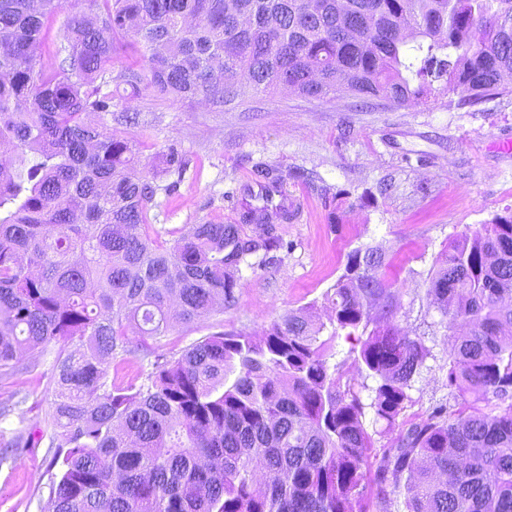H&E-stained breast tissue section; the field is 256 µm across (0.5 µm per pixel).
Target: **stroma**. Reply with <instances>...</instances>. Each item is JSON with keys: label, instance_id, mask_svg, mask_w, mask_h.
<instances>
[{"label": "stroma", "instance_id": "stroma-1", "mask_svg": "<svg viewBox=\"0 0 512 512\" xmlns=\"http://www.w3.org/2000/svg\"><path fill=\"white\" fill-rule=\"evenodd\" d=\"M339 92L312 100L287 90L243 88L230 104L199 99L128 97L117 89L104 125L136 141L138 170L163 186L151 210L161 239L171 240L205 221L237 223V199L263 162L286 174L285 189L299 212L281 231L288 243L273 263L242 267L235 306L149 340L148 352L118 370L119 382L141 384L155 361L178 357L215 332L261 334L279 315L311 307L329 323L325 299L343 274L348 254L382 246L399 290V328L420 337L432 355L416 377L411 401L394 426L370 406L377 385L359 370L345 336L332 361L354 378L366 408L363 425L375 448L391 445L400 430L447 401L449 332L426 297L437 256L466 228L512 208V95L460 108L447 99L395 108L374 100L365 110ZM137 116L123 121V113ZM176 149L183 174L163 173L162 158ZM53 386L46 366L0 383V406L14 393L28 397L29 423H43ZM53 451L40 444L0 461V512H44L54 471Z\"/></svg>", "mask_w": 512, "mask_h": 512}]
</instances>
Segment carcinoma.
Here are the masks:
<instances>
[{
    "label": "carcinoma",
    "mask_w": 512,
    "mask_h": 512,
    "mask_svg": "<svg viewBox=\"0 0 512 512\" xmlns=\"http://www.w3.org/2000/svg\"><path fill=\"white\" fill-rule=\"evenodd\" d=\"M67 46L36 55L64 0H0V379L49 347L44 427L7 448L55 449L48 512H512V209L448 244L429 305L461 327L448 348L454 404L377 450L332 341L359 345L371 407L395 424L431 350L394 323L401 307L379 246L347 257L326 294L333 331L290 310L255 337L214 333L155 362L142 384L112 362L148 338L236 303L241 266L284 248L286 177L264 163L240 223L205 221L171 243L148 213L168 190L136 144L104 130L116 43L140 64L124 91L222 104L244 84L312 99L346 91L408 107L476 106L512 94V0H93ZM256 225L249 235L245 227Z\"/></svg>",
    "instance_id": "carcinoma-1"
}]
</instances>
